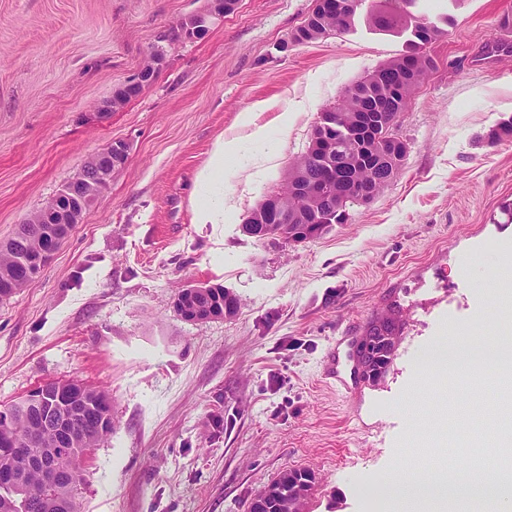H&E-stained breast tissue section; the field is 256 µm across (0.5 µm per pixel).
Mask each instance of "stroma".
I'll use <instances>...</instances> for the list:
<instances>
[{"mask_svg":"<svg viewBox=\"0 0 512 512\" xmlns=\"http://www.w3.org/2000/svg\"><path fill=\"white\" fill-rule=\"evenodd\" d=\"M450 17L437 68L397 121L409 153L384 192L301 244L248 237L325 105L403 49L365 21L290 41L314 0H240L194 40L174 33L211 0H0V242L58 194L86 159L125 141V167L42 273L0 302V406L56 380L106 390L115 425L83 463L81 512H248L291 469L313 472L305 512H389L371 486L413 479L424 449L458 472L459 427L499 430L501 385L417 364L463 331L512 321V52L492 47L512 0H426ZM155 80L89 121L156 46ZM259 101L263 139L238 116ZM293 113L289 128L278 115ZM241 140L224 180L233 210L195 221L196 179L218 137ZM224 286L233 317L184 321L189 285ZM405 325L378 382L354 360L390 309ZM337 348L345 392L327 383Z\"/></svg>","mask_w":512,"mask_h":512,"instance_id":"1","label":"stroma"}]
</instances>
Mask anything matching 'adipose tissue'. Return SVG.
<instances>
[{"label": "adipose tissue", "mask_w": 512, "mask_h": 512, "mask_svg": "<svg viewBox=\"0 0 512 512\" xmlns=\"http://www.w3.org/2000/svg\"><path fill=\"white\" fill-rule=\"evenodd\" d=\"M239 154V143L234 138H218L211 151L207 165L197 176V186L203 190V197L195 204V216L200 224H220L224 221V176L234 172L235 160ZM484 363L492 369L512 367V338L497 337L494 346H473L464 342L440 346L428 351L421 368L445 371L465 367L471 363ZM471 481L468 476L458 473L452 481L443 483L436 480L418 485H403L398 479L389 478L373 488L375 497L394 499L401 512H416L421 500L430 494L451 495L456 500L459 512L471 508Z\"/></svg>", "instance_id": "ef3b65f1"}]
</instances>
